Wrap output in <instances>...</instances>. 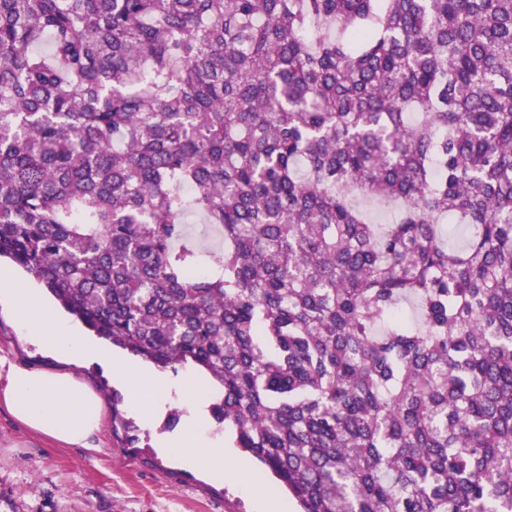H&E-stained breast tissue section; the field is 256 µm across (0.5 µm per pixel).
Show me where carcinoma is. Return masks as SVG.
Returning a JSON list of instances; mask_svg holds the SVG:
<instances>
[{
	"mask_svg": "<svg viewBox=\"0 0 512 512\" xmlns=\"http://www.w3.org/2000/svg\"><path fill=\"white\" fill-rule=\"evenodd\" d=\"M0 257L301 512H512V0H0Z\"/></svg>",
	"mask_w": 512,
	"mask_h": 512,
	"instance_id": "cac0c4a2",
	"label": "carcinoma"
}]
</instances>
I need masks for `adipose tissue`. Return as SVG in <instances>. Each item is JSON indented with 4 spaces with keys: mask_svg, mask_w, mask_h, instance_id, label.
<instances>
[{
    "mask_svg": "<svg viewBox=\"0 0 512 512\" xmlns=\"http://www.w3.org/2000/svg\"><path fill=\"white\" fill-rule=\"evenodd\" d=\"M0 406L23 428L84 448L102 419L99 396L74 376L32 369L5 356H0Z\"/></svg>",
    "mask_w": 512,
    "mask_h": 512,
    "instance_id": "obj_1",
    "label": "adipose tissue"
}]
</instances>
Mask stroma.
<instances>
[{"label": "stroma", "mask_w": 512, "mask_h": 512, "mask_svg": "<svg viewBox=\"0 0 512 512\" xmlns=\"http://www.w3.org/2000/svg\"><path fill=\"white\" fill-rule=\"evenodd\" d=\"M0 355L38 369L72 373L102 399L93 449L61 444L24 430L0 407V512H253L252 503L226 482L181 467L156 449L173 434L167 415L141 426L138 447L112 432L111 407L132 418L129 400L113 403L112 374L96 363L75 365L45 354L0 309Z\"/></svg>", "instance_id": "stroma-1"}]
</instances>
